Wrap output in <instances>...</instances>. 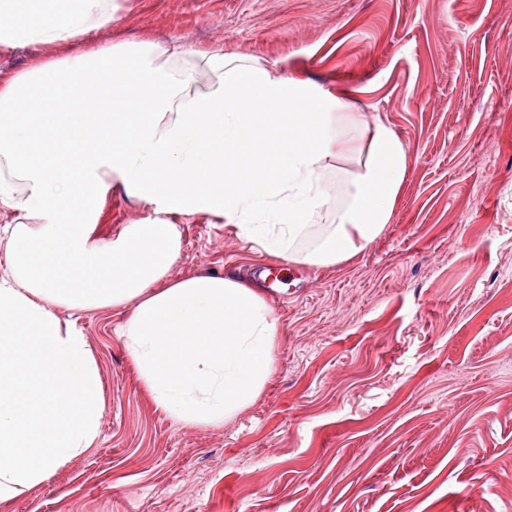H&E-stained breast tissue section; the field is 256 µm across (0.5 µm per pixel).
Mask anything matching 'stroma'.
Here are the masks:
<instances>
[{
	"mask_svg": "<svg viewBox=\"0 0 512 512\" xmlns=\"http://www.w3.org/2000/svg\"><path fill=\"white\" fill-rule=\"evenodd\" d=\"M106 38L258 58L352 91L408 151L390 224L336 265L176 217L174 279L283 265L277 360L220 426L157 411L116 329L60 311L105 391L100 434L0 512H512V0H118ZM113 191L96 232L163 218Z\"/></svg>",
	"mask_w": 512,
	"mask_h": 512,
	"instance_id": "35a3bbf8",
	"label": "stroma"
}]
</instances>
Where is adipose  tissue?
<instances>
[{"label":"adipose tissue","instance_id":"adipose-tissue-1","mask_svg":"<svg viewBox=\"0 0 512 512\" xmlns=\"http://www.w3.org/2000/svg\"><path fill=\"white\" fill-rule=\"evenodd\" d=\"M115 19L116 0H0V48L66 47ZM343 160L357 171L333 210L321 183ZM407 170L404 144L382 120L366 124L347 90L220 49L106 42L0 80V212L11 216L0 240V503L99 436L98 365L59 310L130 307L117 333L156 409L183 426L223 424L261 396L278 324L245 279L170 278L174 216H220L266 252L334 265L384 231ZM115 189L163 202L167 218L97 237ZM328 209L332 229L296 253ZM66 212L79 221L47 223Z\"/></svg>","mask_w":512,"mask_h":512}]
</instances>
